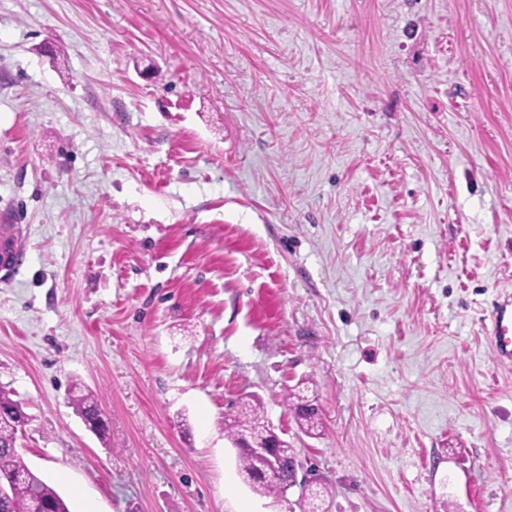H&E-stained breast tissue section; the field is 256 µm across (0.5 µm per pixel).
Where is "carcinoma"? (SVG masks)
<instances>
[{"label":"carcinoma","mask_w":512,"mask_h":512,"mask_svg":"<svg viewBox=\"0 0 512 512\" xmlns=\"http://www.w3.org/2000/svg\"><path fill=\"white\" fill-rule=\"evenodd\" d=\"M308 384L309 380L302 379L288 389L283 403L301 432L314 437L321 432L322 418L317 405L305 394ZM72 404L95 435L105 437L108 424L101 422L105 413L92 394L78 395ZM23 413L12 391L0 386V486L8 487L0 496V512H70L64 498L24 462L18 451V416ZM221 427L224 438L237 447L239 476L254 493L282 501L285 487L297 484L301 493L288 502L289 512L296 508L299 512H320L326 488L299 477L302 461L291 443L272 434L261 397L249 394L242 398L224 415ZM270 442L274 448L269 453L258 452Z\"/></svg>","instance_id":"carcinoma-1"}]
</instances>
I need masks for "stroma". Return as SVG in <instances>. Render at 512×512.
I'll return each mask as SVG.
<instances>
[{
  "instance_id": "obj_1",
  "label": "stroma",
  "mask_w": 512,
  "mask_h": 512,
  "mask_svg": "<svg viewBox=\"0 0 512 512\" xmlns=\"http://www.w3.org/2000/svg\"><path fill=\"white\" fill-rule=\"evenodd\" d=\"M2 224L0 385L70 512H288L247 394L328 512H512V0H0ZM16 224H3L0 228V273L10 274L21 253ZM489 339L496 361L512 366V297L497 301L490 313ZM308 384V379H301L293 388L288 389L283 397V403L301 432L314 437L321 432L322 418L319 408L312 403L314 399H309L304 393L305 390L308 391ZM72 404L82 421H85L90 429L95 431L94 435L100 438L105 437L108 430V421L106 423L102 422L101 424H96V421H100L102 417L106 418V415L98 406L92 394L88 392L75 396L72 399ZM224 430V438L232 445L245 448H235L237 451L238 473L243 483L254 493L269 497L275 501H288L289 512H294V507L299 512H320L321 504L326 488L320 483L309 484L308 479L300 476L302 461L299 459L296 448L287 440L277 439L269 426V420L261 397L256 394L246 395L235 409L224 414L221 421ZM272 442L274 448L267 454L257 452L266 448ZM286 495L293 496L297 491L300 496L295 501L284 498V489L287 485Z\"/></svg>"
}]
</instances>
